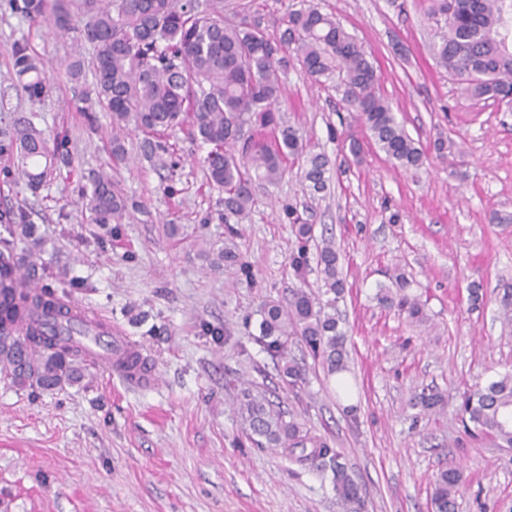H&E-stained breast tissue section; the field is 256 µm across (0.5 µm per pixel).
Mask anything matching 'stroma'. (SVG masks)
<instances>
[{
  "label": "stroma",
  "instance_id": "stroma-1",
  "mask_svg": "<svg viewBox=\"0 0 512 512\" xmlns=\"http://www.w3.org/2000/svg\"><path fill=\"white\" fill-rule=\"evenodd\" d=\"M314 2L363 44L381 92L428 159L417 170L394 167L342 104L337 76L316 82L290 63L286 117L327 157L330 187L310 195L299 163L278 184L254 183L235 239L252 266L249 283L203 256L223 247L226 233L224 193L203 166L208 145L168 130V150L152 163L140 154L142 133L129 130L127 163L110 167L111 114L83 111L91 81L58 76L72 38L53 21L36 26L0 10V128L34 116L69 156L33 191L0 153V211L26 209L38 228L37 287L120 329L153 370L145 388L90 363L78 383L52 392L0 380V512H343L330 474L252 445L237 412L244 388L341 452L364 512H432L433 481L449 468L464 474L456 512H512V448L469 436L457 416L465 392L512 367V334L497 318L498 289L512 283V223L492 219L512 215V110L466 97L436 65L428 0ZM17 42L52 79L42 102L13 86ZM440 135L450 140L441 154ZM353 138L362 142L358 160ZM105 167L138 204L120 224L96 223L82 204ZM288 203L340 254L346 288L336 311L349 355L348 372L330 376L305 344L292 343L305 370L295 388L253 339L259 303L287 300L299 285ZM170 220L180 227L173 238ZM399 272L412 279L427 324L378 304V287ZM473 282L485 293L477 309ZM431 387L447 393L448 408L417 415L409 400Z\"/></svg>",
  "mask_w": 512,
  "mask_h": 512
}]
</instances>
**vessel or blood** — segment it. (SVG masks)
<instances>
[{
	"label": "vessel or blood",
	"instance_id": "vessel-or-blood-1",
	"mask_svg": "<svg viewBox=\"0 0 512 512\" xmlns=\"http://www.w3.org/2000/svg\"><path fill=\"white\" fill-rule=\"evenodd\" d=\"M58 304L68 311L73 322L89 328V335H76L72 338L73 343L81 347L86 357L113 369L127 383L137 386L151 384L152 374L144 369V360L138 350L124 344L121 337L94 333L97 318L91 311L63 298L59 299Z\"/></svg>",
	"mask_w": 512,
	"mask_h": 512
}]
</instances>
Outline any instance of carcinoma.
Returning a JSON list of instances; mask_svg holds the SVG:
<instances>
[{"mask_svg": "<svg viewBox=\"0 0 512 512\" xmlns=\"http://www.w3.org/2000/svg\"><path fill=\"white\" fill-rule=\"evenodd\" d=\"M7 6L38 25L51 14L56 26L75 32L78 41L93 47L94 105L112 115V161L124 160L120 134L130 126L148 135L185 127L193 138L211 146L204 158L206 177L208 184L224 190V224L230 234L238 233L236 225L251 213L256 178L275 185L287 164L301 160L310 193L327 189L325 156L313 152L303 129L281 113L279 71L292 58L316 81L338 73L347 109L356 113L369 139L394 166L418 169L424 164L423 150L380 93L376 69L363 46L313 3L289 12L278 39L262 31L245 0L228 5L224 0H7ZM427 15L444 19L447 29L432 46L437 65L471 98L511 109L512 0H430ZM12 57L17 90L31 101L48 95L51 80L29 45L13 44ZM84 75L80 55L63 72L75 85ZM0 136L6 141L3 149L17 158L21 175L34 190L58 164L69 163L29 118L15 120ZM84 198L101 224H120L135 207L105 170L93 177L92 190ZM288 219L301 243L290 266L303 281L313 225L291 205ZM0 223L10 225L12 236L38 243L23 209L0 212ZM212 261L224 264L239 280H253L251 265L230 248L216 253ZM338 263L332 247L319 250L317 266L325 295L338 297L344 291ZM27 264L28 255L16 253L14 244L0 250V376L20 389L52 392L79 381L80 350L49 338L37 320L25 333L7 328L25 312L52 307L45 300L51 291L30 285L22 271ZM395 286L394 291L379 288L378 304L397 309L413 323L427 322L424 305L408 292L411 281L398 274ZM331 304L303 288L292 290L285 305L274 300L261 304L262 342L283 363L290 383L303 379L298 363L289 357L291 336L301 337L328 374L347 370V334L339 328L336 314L327 312ZM499 318L512 327V284L502 288ZM238 402L255 447L280 448L304 470L331 473L344 512H363L360 484L326 440L285 420L281 411L248 389L240 392ZM446 404L445 395L433 388L416 394L412 402L425 414ZM460 414L472 432L491 435L499 446L512 448V371L467 391ZM461 484L462 474L456 469L437 475L431 496L434 512H455Z\"/></svg>", "mask_w": 512, "mask_h": 512, "instance_id": "cac0c4a2", "label": "carcinoma"}]
</instances>
